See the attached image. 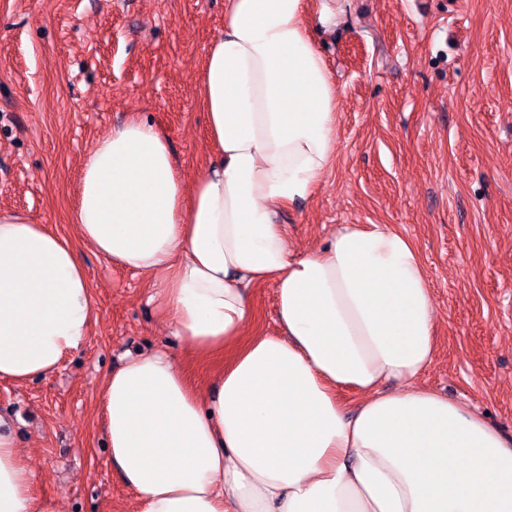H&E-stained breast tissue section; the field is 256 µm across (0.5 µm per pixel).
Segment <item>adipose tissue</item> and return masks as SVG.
Instances as JSON below:
<instances>
[{"instance_id":"ef3b65f1","label":"adipose tissue","mask_w":512,"mask_h":512,"mask_svg":"<svg viewBox=\"0 0 512 512\" xmlns=\"http://www.w3.org/2000/svg\"><path fill=\"white\" fill-rule=\"evenodd\" d=\"M350 10L227 0L201 78L213 156L192 187L168 137L134 117L83 160L80 237L159 289L187 349L221 361L195 382L145 350L108 375V456L139 512H512V437L418 383L438 315L414 244L340 224L295 255L276 220L336 154L340 93L312 33ZM264 282L278 329L249 335ZM94 318L70 243L0 209V379L54 374ZM33 485L0 423V512H54Z\"/></svg>"}]
</instances>
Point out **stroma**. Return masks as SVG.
Instances as JSON below:
<instances>
[{
    "instance_id": "1",
    "label": "stroma",
    "mask_w": 512,
    "mask_h": 512,
    "mask_svg": "<svg viewBox=\"0 0 512 512\" xmlns=\"http://www.w3.org/2000/svg\"><path fill=\"white\" fill-rule=\"evenodd\" d=\"M225 0H0V208L77 250L97 305L51 377L0 380V419L58 512H138L106 448L100 393L128 356L172 336L134 271L79 239L81 165L130 117L167 134L185 179L212 153L200 78ZM317 43L340 90L336 156L280 214L295 251L339 224H388L418 247L441 323L423 385L512 436V0H352Z\"/></svg>"
}]
</instances>
